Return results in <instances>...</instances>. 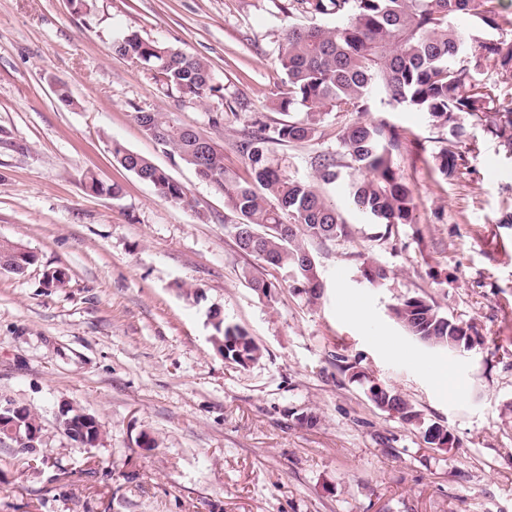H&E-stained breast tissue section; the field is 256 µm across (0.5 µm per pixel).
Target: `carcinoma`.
I'll use <instances>...</instances> for the list:
<instances>
[{
    "mask_svg": "<svg viewBox=\"0 0 512 512\" xmlns=\"http://www.w3.org/2000/svg\"><path fill=\"white\" fill-rule=\"evenodd\" d=\"M488 0H297L313 17L333 16L334 24L291 27L278 55L288 84V105L305 112L269 135L251 133L240 143L252 178L241 181L224 166V151L211 137L139 110L134 120L147 137L189 165L197 177L224 195L238 215L233 225L241 251L284 273L283 282L308 295L321 288L305 266L308 242L346 234L336 207L315 182L334 183L342 176L336 161L323 156L313 180L294 179L271 157V141H311L319 137L322 117L331 112H365L369 99L423 112L448 126V145L436 156L439 172L456 175L464 162L458 151L468 118L495 136L512 154V18L486 7ZM468 16L473 23L462 25ZM114 51L152 74L177 100L204 103L220 92L209 65L173 47L131 32L114 41ZM339 143L350 157V169L360 174L345 183L352 204L390 236L412 223L415 197L397 172L393 156L402 146L399 131L384 120L343 126ZM112 157L125 170L150 183L157 195L188 205L183 186L147 157L118 142ZM85 187L93 193L117 196L119 187L92 175ZM35 256L18 244L0 241V269L21 275ZM397 323L417 341L452 350L456 337L477 335L443 315L421 297H409L392 310ZM213 335L224 342V360L236 362L244 353L252 361L261 349L238 325L210 310ZM381 410L406 423L419 420L414 406L398 391L384 387L372 399Z\"/></svg>",
    "mask_w": 512,
    "mask_h": 512,
    "instance_id": "cac0c4a2",
    "label": "carcinoma"
}]
</instances>
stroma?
Segmentation results:
<instances>
[{"label":"stroma","mask_w":512,"mask_h":512,"mask_svg":"<svg viewBox=\"0 0 512 512\" xmlns=\"http://www.w3.org/2000/svg\"><path fill=\"white\" fill-rule=\"evenodd\" d=\"M310 21L289 0H0V239L35 256L23 275L0 271V403L35 412L42 435L29 456L0 445V512H512V156L497 138L466 126L449 179L436 164L447 128L375 99L325 115L318 140L270 143L290 177L309 178L321 154L347 167L343 123L383 119L403 134L394 164L415 193L412 223L385 236L323 186L348 234L310 242L312 304L238 248L223 196L132 117L203 132L250 180L239 141L303 117L281 105L278 53L288 26ZM127 31L205 60L219 95L165 94L113 51ZM61 84L75 108L58 102ZM115 142L166 170L190 205L116 164ZM88 174L119 196L88 192ZM369 261L387 270L382 284L363 281ZM55 270L66 279L51 287ZM254 276L274 282L270 295ZM412 296L476 326L472 347L408 336L391 310ZM353 302L362 316L347 314ZM212 308L260 346L257 362L215 351ZM376 383L419 422L378 409ZM63 403L97 417L102 444H72ZM432 425L452 446L428 444Z\"/></svg>","instance_id":"1"}]
</instances>
